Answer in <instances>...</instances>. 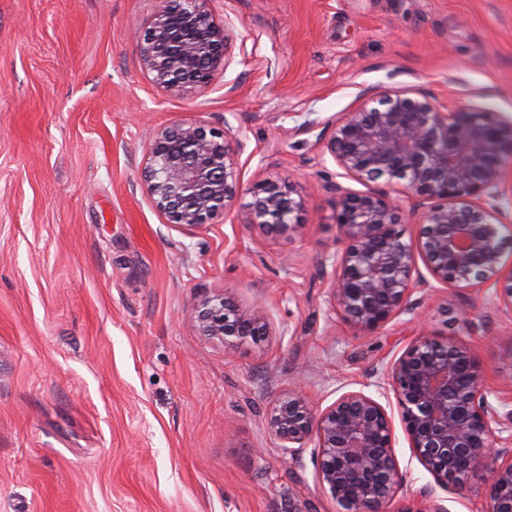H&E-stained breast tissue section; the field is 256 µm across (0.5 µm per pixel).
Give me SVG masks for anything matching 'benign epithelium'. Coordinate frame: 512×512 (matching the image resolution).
I'll return each mask as SVG.
<instances>
[{
	"mask_svg": "<svg viewBox=\"0 0 512 512\" xmlns=\"http://www.w3.org/2000/svg\"><path fill=\"white\" fill-rule=\"evenodd\" d=\"M209 2L162 0L134 36L143 70L168 96L203 92L230 65L233 23L215 20ZM363 98L359 110L336 118L325 142L338 176L398 186L414 206L427 209L409 239L403 210L388 194L336 185L335 313L372 332L414 311L438 288L475 286L493 289L498 307L512 312V271L502 273L512 250L504 229L512 222L501 208L512 119L459 102L440 108L419 89H368ZM230 128L226 119L222 128L186 121L156 131L142 188L162 223L199 228L248 194L247 223L300 232L301 202L291 187L269 178L248 187L241 182L242 144ZM188 319L222 345H258L269 335L261 308L244 311L222 289L193 304ZM384 376L410 448L435 482L463 493L471 474L482 470L487 512H512V404L496 407L488 400L476 351L452 337L419 336ZM266 427L286 460L298 459L316 441L317 483L341 512H390L405 474L391 418L379 401L347 391L318 409L295 387L273 405Z\"/></svg>",
	"mask_w": 512,
	"mask_h": 512,
	"instance_id": "obj_1",
	"label": "benign epithelium"
}]
</instances>
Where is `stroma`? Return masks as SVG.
Returning a JSON list of instances; mask_svg holds the SVG:
<instances>
[{
  "instance_id": "obj_1",
  "label": "stroma",
  "mask_w": 512,
  "mask_h": 512,
  "mask_svg": "<svg viewBox=\"0 0 512 512\" xmlns=\"http://www.w3.org/2000/svg\"><path fill=\"white\" fill-rule=\"evenodd\" d=\"M160 0H0V512H336L310 453L283 460L265 418L301 385L320 407H386L406 482L391 508L487 512L479 477L444 490L414 457L383 370L421 335L470 345L512 397V316L488 288L443 289L357 331L329 303L340 249L323 137L368 88L426 91L512 118V0H211L231 64L201 94H163L132 38ZM230 124L244 184L301 199L300 234L162 223L140 186L155 130ZM264 307L261 344L188 323L205 293ZM466 306L471 326L445 308Z\"/></svg>"
}]
</instances>
